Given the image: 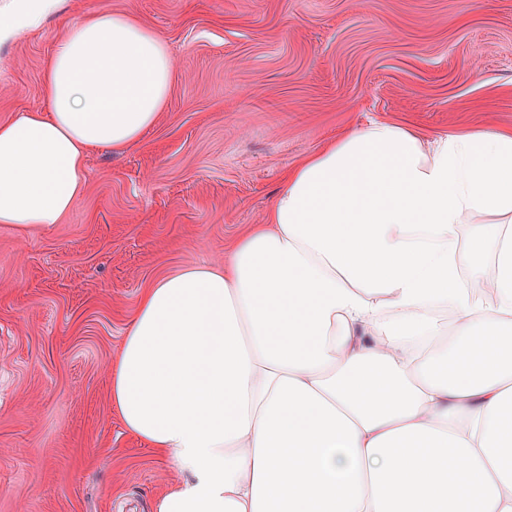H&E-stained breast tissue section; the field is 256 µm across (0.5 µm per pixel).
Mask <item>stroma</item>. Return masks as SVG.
Wrapping results in <instances>:
<instances>
[{"mask_svg":"<svg viewBox=\"0 0 512 512\" xmlns=\"http://www.w3.org/2000/svg\"><path fill=\"white\" fill-rule=\"evenodd\" d=\"M127 10L169 47L164 112L87 156L64 223L0 224V512H152L176 472L113 410L112 359L142 289L223 261L288 169L372 121L512 130V0H58L0 40V121L44 107L67 22Z\"/></svg>","mask_w":512,"mask_h":512,"instance_id":"1","label":"stroma"}]
</instances>
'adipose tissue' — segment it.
Returning a JSON list of instances; mask_svg holds the SVG:
<instances>
[{"label": "adipose tissue", "instance_id": "ef3b65f1", "mask_svg": "<svg viewBox=\"0 0 512 512\" xmlns=\"http://www.w3.org/2000/svg\"><path fill=\"white\" fill-rule=\"evenodd\" d=\"M173 81L134 13L68 24L45 109L0 122V224L61 223L87 155L138 143ZM111 380L179 473L153 512H512V134L373 123L325 145L223 262L144 288Z\"/></svg>", "mask_w": 512, "mask_h": 512}]
</instances>
